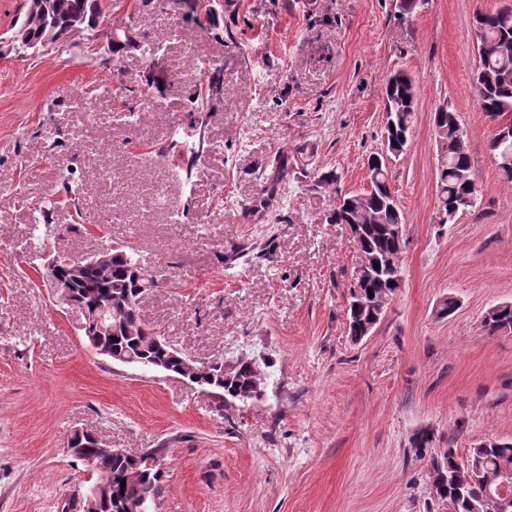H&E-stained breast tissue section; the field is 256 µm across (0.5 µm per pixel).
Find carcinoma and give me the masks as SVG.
I'll list each match as a JSON object with an SVG mask.
<instances>
[{"label": "carcinoma", "instance_id": "obj_1", "mask_svg": "<svg viewBox=\"0 0 512 512\" xmlns=\"http://www.w3.org/2000/svg\"><path fill=\"white\" fill-rule=\"evenodd\" d=\"M102 13V0H22V20L9 39L11 53L22 57L31 49L47 45L64 52L66 37L93 27ZM474 34L479 56L473 78L476 101L494 121L512 116V7L476 15ZM417 96L410 73L397 70L390 75L385 108L392 112L394 130L387 131V140L395 152L403 151L408 143ZM433 124L439 152L437 199L448 221L460 212L479 208V189L457 112L451 107L446 111L439 108L434 112ZM489 150L498 159V177L512 183V163L504 164L505 158L512 156V124L498 127ZM271 164L274 177L267 189V203L290 173L288 158L281 154L274 156ZM369 182L366 191L346 194L338 187L339 176L333 171L320 174L317 180L318 187L336 193L331 222L365 225L356 241L369 266L355 279L347 309L348 329L355 337L365 323L377 317L378 302L394 296L403 281L405 234H397L393 228L404 223V216L400 206L393 203L385 163L374 162ZM108 254L101 263L84 261L76 275L65 265L70 256L62 255L61 265L50 269V277L69 278L75 300L88 313L96 314L102 308L112 312L111 327L100 337L112 355L124 358L129 365L156 369L163 364L167 373L193 374L202 388L222 399L230 397L246 403L264 396L266 373L250 358L239 357L232 364L220 363L204 371L188 367L142 319L141 299L158 287L156 276L126 243L108 246ZM484 327L490 336L512 334V303L491 308ZM87 454L89 458L82 464L91 469L95 479L80 487L79 497H84L103 476L112 481V494L101 512H153L160 474L146 459L112 457L93 448L87 449ZM507 475H512V441H488L469 449L464 460L456 457L455 449L446 450L442 460L432 464L430 483L433 493L448 501L451 512H512V507L503 508L498 494V486Z\"/></svg>", "mask_w": 512, "mask_h": 512}]
</instances>
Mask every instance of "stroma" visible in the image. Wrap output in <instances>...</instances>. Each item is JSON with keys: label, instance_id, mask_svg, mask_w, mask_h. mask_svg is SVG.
Masks as SVG:
<instances>
[{"label": "stroma", "instance_id": "stroma-1", "mask_svg": "<svg viewBox=\"0 0 512 512\" xmlns=\"http://www.w3.org/2000/svg\"><path fill=\"white\" fill-rule=\"evenodd\" d=\"M511 4L425 0L405 21L399 0H112L65 52L0 59V512H80L77 429L132 454L163 449L156 512H451L430 490L432 458L512 441V334L483 327L512 303V184L496 176L497 125L472 91L473 16ZM130 22L157 56L109 46ZM395 69L418 87L409 147L388 162L404 281L355 343L345 315L361 255L315 177L367 190ZM195 100L208 147L187 174L166 147ZM443 105L481 188L480 214L446 223L432 123ZM282 152L290 176L251 216ZM21 184L58 202L46 254L129 243L158 272L144 321L196 366L268 364L265 396L220 399L91 349L82 313L28 263ZM449 295L459 307L439 317ZM421 429L432 443L419 451Z\"/></svg>", "mask_w": 512, "mask_h": 512}]
</instances>
